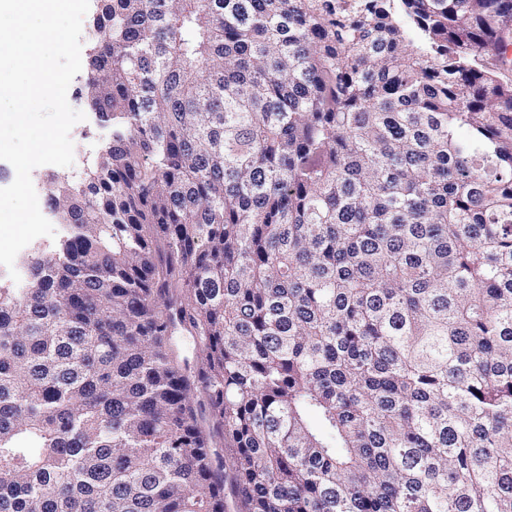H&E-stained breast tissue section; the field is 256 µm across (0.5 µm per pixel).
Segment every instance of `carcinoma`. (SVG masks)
I'll use <instances>...</instances> for the list:
<instances>
[{"label":"carcinoma","mask_w":512,"mask_h":512,"mask_svg":"<svg viewBox=\"0 0 512 512\" xmlns=\"http://www.w3.org/2000/svg\"><path fill=\"white\" fill-rule=\"evenodd\" d=\"M93 28L112 137L0 286V512H225L215 448L236 512H512V0Z\"/></svg>","instance_id":"carcinoma-1"}]
</instances>
